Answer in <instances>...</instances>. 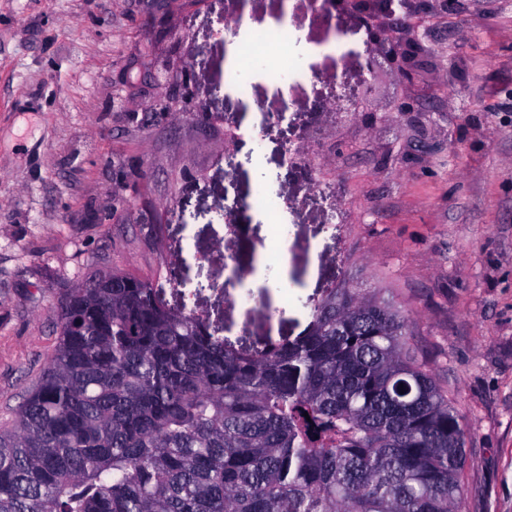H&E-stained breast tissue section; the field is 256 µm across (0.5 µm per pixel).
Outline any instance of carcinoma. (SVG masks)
<instances>
[{"instance_id":"1","label":"carcinoma","mask_w":512,"mask_h":512,"mask_svg":"<svg viewBox=\"0 0 512 512\" xmlns=\"http://www.w3.org/2000/svg\"><path fill=\"white\" fill-rule=\"evenodd\" d=\"M236 349L125 273L68 289L0 434V512H464L462 416L408 313L345 282Z\"/></svg>"}]
</instances>
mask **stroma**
Masks as SVG:
<instances>
[{
  "label": "stroma",
  "instance_id": "1",
  "mask_svg": "<svg viewBox=\"0 0 512 512\" xmlns=\"http://www.w3.org/2000/svg\"><path fill=\"white\" fill-rule=\"evenodd\" d=\"M237 0H0V432L51 362L67 289L113 271L192 305L238 348L286 341L347 281L407 311L411 347L466 424V512H512V0H463L434 21L415 87L445 108L397 121L392 70L362 112L316 99L361 84L366 34L311 0H248L257 33L288 14L310 78L229 89L221 20ZM341 37L331 53L323 44ZM186 60L190 85L163 69ZM454 70L446 84L434 71ZM179 98L176 111L156 104ZM285 113L258 153L226 142L249 109ZM322 160L286 175L288 146ZM263 192L277 224L248 203ZM238 201L236 229L225 208ZM286 254L271 252L277 225ZM268 245L287 289L238 295L224 263ZM275 309L261 315L260 306Z\"/></svg>",
  "mask_w": 512,
  "mask_h": 512
}]
</instances>
